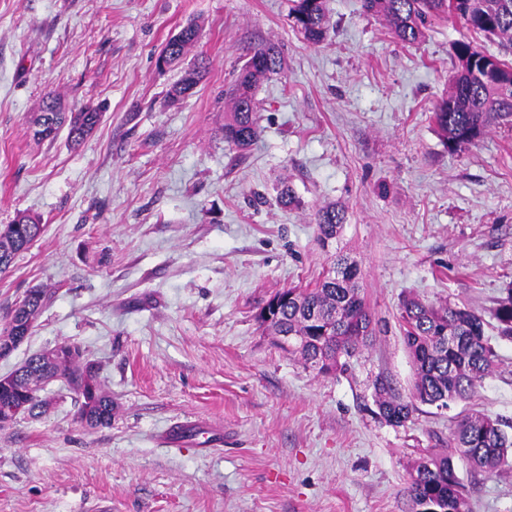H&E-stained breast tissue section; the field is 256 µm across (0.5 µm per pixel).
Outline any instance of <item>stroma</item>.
Instances as JSON below:
<instances>
[{
  "instance_id": "35a3bbf8",
  "label": "stroma",
  "mask_w": 512,
  "mask_h": 512,
  "mask_svg": "<svg viewBox=\"0 0 512 512\" xmlns=\"http://www.w3.org/2000/svg\"><path fill=\"white\" fill-rule=\"evenodd\" d=\"M331 29L308 45L288 0H0V224L25 212L45 230L0 273V321L32 287L55 292L0 376L63 342L97 363L111 425L77 419L53 383L39 417L0 428V512H412L409 472L444 447L466 406L512 422V341L494 313L512 283V128L448 152L431 121L454 45L494 42L432 22L405 45L362 0H326ZM187 62L206 70L167 100L182 67L155 57L188 22ZM284 68L256 93L262 135L222 134L225 90L257 48ZM100 105L79 147L32 139L47 92ZM300 199L277 201L281 182ZM346 221L330 248L314 213ZM340 251L357 261L376 338L327 375L276 346L263 302L307 286ZM481 315L499 365L470 404L423 405L401 426L375 413L373 382L408 395L406 295ZM224 426L223 452L160 436L177 421ZM472 512H512V470L459 464Z\"/></svg>"
}]
</instances>
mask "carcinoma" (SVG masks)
I'll list each match as a JSON object with an SVG mask.
<instances>
[{"label": "carcinoma", "instance_id": "carcinoma-1", "mask_svg": "<svg viewBox=\"0 0 512 512\" xmlns=\"http://www.w3.org/2000/svg\"><path fill=\"white\" fill-rule=\"evenodd\" d=\"M365 12L385 21L390 33L403 44L422 40L432 20L454 18L487 39H497L500 55L488 54L469 40L454 46L457 60L448 91L435 104L432 120L448 147L457 152L474 144L491 126L512 127V0H363ZM288 17L310 45L327 37L329 18L324 0H291ZM199 25L190 22L172 36L156 57V67L165 70L181 60L198 41ZM204 63L184 70L171 86V102L192 95L203 77ZM282 70L279 47L265 45L238 69L225 92L231 103L224 115V141L244 151L260 135L254 94L271 75ZM102 119L94 106L65 112L60 98L48 92L39 112L30 122L32 138L52 141L62 127L68 128L71 145H81ZM317 240L326 246L339 234L345 210L334 205L319 207L314 214ZM45 225L29 214L19 213L10 224H0V272L7 271L18 254L27 250L44 232ZM358 264L336 255L312 288H289L288 302L279 305L272 321L258 316L261 324L276 334L306 339L288 352L301 356L305 366L319 374L347 368L359 346L375 336V327L358 286ZM52 292L45 287L30 289L23 305L13 308L5 325L30 321L40 314ZM499 335L512 341V286L495 309ZM403 340L411 356L414 382L410 396L395 394L381 377L373 383L378 415L391 425L409 421L416 403L448 407L470 400L482 382L493 373L497 354L485 336L481 315L465 306H435L415 297L400 304ZM73 344L63 343L50 354L39 353L10 373L6 397L28 402L29 417L43 412L39 392L60 376L69 379L75 394L83 393V364L63 357ZM112 396L96 385V405L78 404L77 419L88 429L112 422ZM475 472L512 468V424L471 409L454 421L448 446L421 457L409 473L408 493L413 512L434 508L437 512H471L470 499L455 460Z\"/></svg>", "mask_w": 512, "mask_h": 512}]
</instances>
